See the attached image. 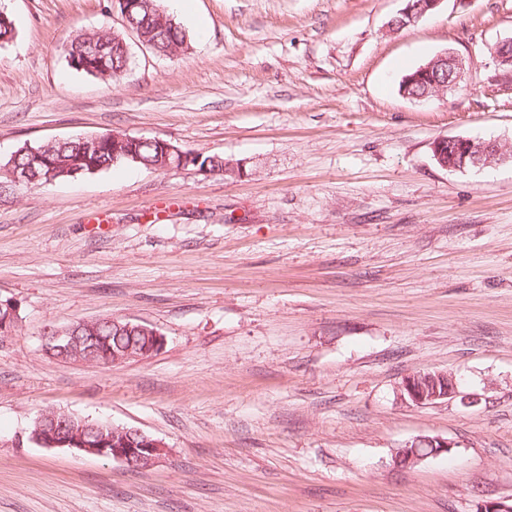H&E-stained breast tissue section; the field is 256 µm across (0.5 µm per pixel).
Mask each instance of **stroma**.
I'll use <instances>...</instances> for the list:
<instances>
[{
    "label": "stroma",
    "mask_w": 512,
    "mask_h": 512,
    "mask_svg": "<svg viewBox=\"0 0 512 512\" xmlns=\"http://www.w3.org/2000/svg\"><path fill=\"white\" fill-rule=\"evenodd\" d=\"M110 0H0V166L21 146L112 131L238 164H133L0 191V512H482L512 506V83L491 49L512 0H192L191 47L131 42L117 84L66 47L118 31ZM209 36L200 39L198 25ZM471 60L425 103L402 76ZM510 160L449 170L441 138ZM112 316L161 351L113 367L46 357L50 324ZM477 404L418 407L417 372ZM61 409L164 442L150 468L29 441ZM419 436L451 452L414 466ZM409 3L399 13L395 19L391 21L392 30L403 28L414 24L427 13L434 11L440 6L443 0H406ZM430 62L431 60L427 64ZM471 65L470 60L464 59L455 51L445 50L437 54L431 64L424 67V70L428 72H431L433 66L439 67L442 71L427 73L422 71L423 66H420L403 76L399 90L408 97L422 94L431 87L434 80H442L445 75V83L439 85L440 89L437 92L426 91L424 94L416 96L415 99L425 101L433 96H443L447 91L452 92L459 87ZM440 381L443 383L442 390L439 388ZM400 396L421 407L430 406L448 398L460 397V401L464 404L476 403L479 399L475 394L461 392L453 376L444 372H436V375L428 372L407 376L402 382ZM451 448H453L452 443L444 439L421 436L397 448L393 462L397 467L405 468L427 456L448 453Z\"/></svg>",
    "instance_id": "obj_1"
}]
</instances>
